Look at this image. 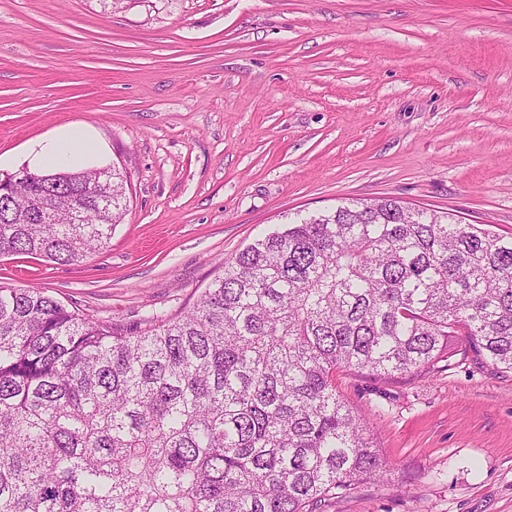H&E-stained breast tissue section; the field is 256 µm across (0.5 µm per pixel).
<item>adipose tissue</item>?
Returning <instances> with one entry per match:
<instances>
[{
	"label": "adipose tissue",
	"instance_id": "adipose-tissue-1",
	"mask_svg": "<svg viewBox=\"0 0 512 512\" xmlns=\"http://www.w3.org/2000/svg\"><path fill=\"white\" fill-rule=\"evenodd\" d=\"M91 130L78 125L61 128L54 135L29 144L24 161L33 170H58L72 166L101 165L108 159V149L97 144L93 150H85L84 144L93 141Z\"/></svg>",
	"mask_w": 512,
	"mask_h": 512
}]
</instances>
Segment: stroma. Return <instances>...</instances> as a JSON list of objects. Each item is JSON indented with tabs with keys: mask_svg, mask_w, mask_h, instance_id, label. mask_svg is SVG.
<instances>
[{
	"mask_svg": "<svg viewBox=\"0 0 512 512\" xmlns=\"http://www.w3.org/2000/svg\"><path fill=\"white\" fill-rule=\"evenodd\" d=\"M94 127L129 211L77 265L0 257L126 331L257 237L392 197L512 236V0H0V175ZM387 462L325 512H512V372L337 373Z\"/></svg>",
	"mask_w": 512,
	"mask_h": 512,
	"instance_id": "obj_1",
	"label": "stroma"
}]
</instances>
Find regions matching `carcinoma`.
Returning <instances> with one entry per match:
<instances>
[{"label": "carcinoma", "instance_id": "1", "mask_svg": "<svg viewBox=\"0 0 512 512\" xmlns=\"http://www.w3.org/2000/svg\"><path fill=\"white\" fill-rule=\"evenodd\" d=\"M49 176L0 192V256L76 265L123 222L117 169ZM460 336L512 371V237L389 197L254 240L136 332L0 285V512H324L387 472L336 371L422 372Z\"/></svg>", "mask_w": 512, "mask_h": 512}]
</instances>
